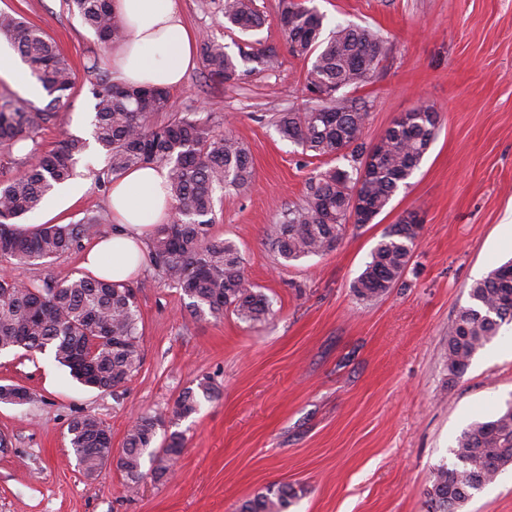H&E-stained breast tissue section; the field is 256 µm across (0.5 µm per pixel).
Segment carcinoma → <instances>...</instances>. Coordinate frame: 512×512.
<instances>
[{
	"instance_id": "1",
	"label": "carcinoma",
	"mask_w": 512,
	"mask_h": 512,
	"mask_svg": "<svg viewBox=\"0 0 512 512\" xmlns=\"http://www.w3.org/2000/svg\"><path fill=\"white\" fill-rule=\"evenodd\" d=\"M84 24L102 43L115 41L121 21L110 0H69ZM325 16L303 0H283L280 27L290 53L311 61L306 90L322 95L318 106L300 112H281L276 126L282 137L318 158L336 155L350 168L317 170L306 180L303 201L288 208L267 238L286 263L325 255L337 248L354 209L361 203V223L374 220L391 202L400 185L418 168L436 135L440 115L421 104L403 123L388 128L380 142L364 141L367 112L344 90L369 83L384 53L383 40L369 27L336 24L321 37ZM224 24L247 33L257 31L265 18L253 0H224ZM0 36L11 43L50 96L43 107L20 99L0 100V145L13 147L30 140L32 148L23 170L0 179V260L46 263L82 247L84 240L112 223L108 212L86 214L75 224H43L34 230L17 220L36 210L57 184L77 175L89 147L79 136L64 134L48 151L35 136L58 124L76 84L68 60L42 29L9 13L0 12ZM200 55L211 78L224 83L239 80L236 61L224 43L201 39ZM89 92L93 99L92 135L105 166L88 175L104 188L127 170L160 165L167 168V189L174 217L158 224L148 244L157 274L188 299L190 315L215 319L234 313L251 325L272 314L266 295L248 284L244 259L237 245L210 234L214 194L241 191L254 180L249 150L218 129L210 116L171 111L169 90L116 84L107 74H95ZM167 114L161 123L154 121ZM419 224L405 220L392 225L370 253V260L353 284L362 302L387 294L402 278L412 257ZM472 304L461 309L448 331L446 365L452 376L462 374L474 355L489 343L505 322L512 321V260L470 286ZM136 295L124 282L75 276L41 285H20L0 276V351L22 348L52 350L58 363L83 385L117 394L141 364ZM214 396L207 378L186 388L175 402L173 416L197 413L201 400ZM166 416L140 415L128 430L118 467L134 489L141 477L144 456L164 472L183 449V436L174 431L163 448L152 450ZM69 443L86 472H95L112 457L109 427L86 414L68 425ZM456 462L436 469L426 490L430 512H461L474 492L512 466V406L464 429L453 449ZM298 495L288 484L269 487L246 498L239 512H286Z\"/></svg>"
}]
</instances>
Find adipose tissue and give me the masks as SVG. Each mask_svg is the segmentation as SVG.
<instances>
[{
	"instance_id": "ef3b65f1",
	"label": "adipose tissue",
	"mask_w": 512,
	"mask_h": 512,
	"mask_svg": "<svg viewBox=\"0 0 512 512\" xmlns=\"http://www.w3.org/2000/svg\"><path fill=\"white\" fill-rule=\"evenodd\" d=\"M122 21L108 61L128 86H178L196 55L199 37L179 14L176 0H112ZM166 171L135 167L112 182L108 198L115 229L93 239L83 266L92 276L127 281L140 273L153 227L171 218Z\"/></svg>"
}]
</instances>
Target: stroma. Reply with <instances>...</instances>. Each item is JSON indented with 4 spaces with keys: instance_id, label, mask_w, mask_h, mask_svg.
<instances>
[{
    "instance_id": "stroma-1",
    "label": "stroma",
    "mask_w": 512,
    "mask_h": 512,
    "mask_svg": "<svg viewBox=\"0 0 512 512\" xmlns=\"http://www.w3.org/2000/svg\"><path fill=\"white\" fill-rule=\"evenodd\" d=\"M266 23L249 36L225 28L224 0H178L185 23L223 42L241 79L213 81L202 63L171 90L178 112L212 115L249 148L255 178L215 206L214 236L233 240L251 285L273 316L250 326L233 313L192 318L178 289L153 267L137 286L141 365L118 394L78 383L52 352L0 353V385L26 387L25 404L0 403V512H236L254 493L288 482L300 493L288 512H427L426 491L439 465L452 464L457 436L512 405V352L505 324L461 376L444 358L448 330L469 305L474 280L512 259V0H312L336 23L370 27L385 53L373 79L352 90L368 114L374 143L403 112L427 103L441 116L419 168L387 208L347 227L337 249L284 262L266 232L299 203L314 168L346 167L313 158L278 134V113L311 106L307 61L288 50L278 22L282 0H254ZM42 28L65 55L76 85L63 122L40 132L41 149L61 133L90 137L94 76L106 68L100 43L66 0H0ZM272 52L264 66L244 55ZM78 170L81 196L54 197L29 224H73L108 207V193ZM409 212L420 217L412 258L382 298L364 303L352 285L383 234ZM22 284L82 274L81 253L42 264L9 263ZM217 394L179 420L184 446L173 470L143 463L137 488L115 458L137 415L171 413L200 378ZM91 414L109 425L114 458L87 476L71 452L68 424ZM463 512H512V468L476 492Z\"/></svg>"
}]
</instances>
